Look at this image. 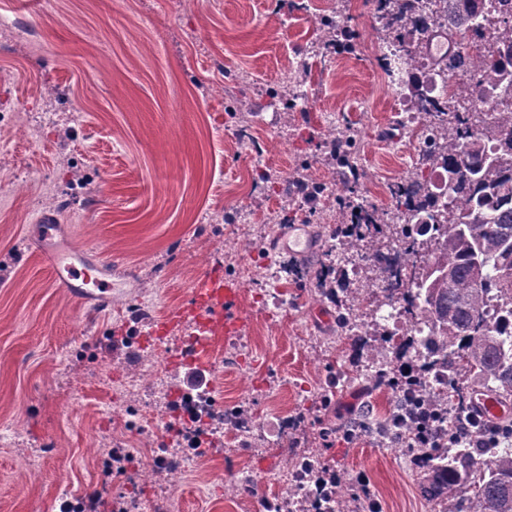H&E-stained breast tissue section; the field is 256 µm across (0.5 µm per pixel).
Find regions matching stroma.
Listing matches in <instances>:
<instances>
[{
	"instance_id": "35a3bbf8",
	"label": "stroma",
	"mask_w": 512,
	"mask_h": 512,
	"mask_svg": "<svg viewBox=\"0 0 512 512\" xmlns=\"http://www.w3.org/2000/svg\"><path fill=\"white\" fill-rule=\"evenodd\" d=\"M316 0H0V512H58L65 493L98 492L150 512H258L284 461L278 437L302 415L294 439L347 482L371 488L379 512H435L417 463L341 430L368 416L382 423L393 402L368 365L386 359L382 337L365 346L336 334V315L360 277L338 269L335 296L270 279L282 258L306 265L327 249L307 209L286 207L284 179L298 164L332 182L327 132L346 117L362 137L364 200L391 204L389 186L417 147L397 122L403 100L376 57L374 0H333L354 38L350 52L312 54ZM307 62L311 101L274 110L284 78ZM59 237L110 258L111 299L79 303L58 288L39 255L38 214ZM293 225L300 252L274 249ZM251 268L239 310L247 331L216 337L207 357L176 354L181 328L150 352L131 349L125 305L148 300L146 327L187 303L212 270ZM286 291L289 309L271 304ZM179 382L201 373L225 404L247 406L261 432L243 460L250 490L226 495L223 443L193 471L129 486L107 472L125 443L112 417L159 388L151 364Z\"/></svg>"
}]
</instances>
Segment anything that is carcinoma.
I'll return each instance as SVG.
<instances>
[{"mask_svg":"<svg viewBox=\"0 0 512 512\" xmlns=\"http://www.w3.org/2000/svg\"><path fill=\"white\" fill-rule=\"evenodd\" d=\"M432 13L455 30L454 51L443 59L446 76L462 73V86L512 85V18L482 15L481 0H432ZM421 0H376L375 19L383 39L412 59L428 54L435 24L422 17ZM322 47L340 45L350 32L329 22L319 24ZM493 44L498 57L481 59L482 47ZM303 78L291 75L283 82L280 97L287 108ZM405 97L424 111L433 135L427 149L399 181L391 184L393 208L379 210L356 204L363 171L356 163L359 133L349 123L330 138L327 164L338 178L336 203L342 213H354L349 227L329 232L334 241L317 263L296 265L280 262L298 280L324 285L335 266L357 242L382 233V225L395 217L414 224L428 204L426 172H448V188L462 201L451 213L428 215L435 234L426 242L430 258L421 267V243L403 231L401 245L413 255L404 295L417 315L433 325L429 342L430 363L459 359L462 386L447 399L477 392L495 396L501 403L512 399V308L499 317H487L483 307L494 294L512 305V103L503 102L497 112L473 107L460 112L451 104L430 109L423 104L426 85L411 78ZM293 190L312 205L328 191L323 183L299 174ZM485 262L484 279L475 284V264ZM422 492L440 505L439 512H512V445L494 449L466 438L460 448L438 461H424Z\"/></svg>","mask_w":512,"mask_h":512,"instance_id":"obj_1","label":"carcinoma"}]
</instances>
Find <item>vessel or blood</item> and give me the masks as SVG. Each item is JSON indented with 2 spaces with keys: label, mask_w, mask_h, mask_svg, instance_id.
<instances>
[{
  "label": "vessel or blood",
  "mask_w": 512,
  "mask_h": 512,
  "mask_svg": "<svg viewBox=\"0 0 512 512\" xmlns=\"http://www.w3.org/2000/svg\"><path fill=\"white\" fill-rule=\"evenodd\" d=\"M43 226L44 254L55 274V282L78 301L107 298L112 291L110 281L102 279V263L92 262L86 255L61 250L52 232V217L37 218ZM241 288L234 280L223 279L215 272L200 275L193 283L188 305L167 317L170 325H191L196 336L206 335L216 327H223L226 338L238 337L246 330L239 313Z\"/></svg>",
  "instance_id": "1"
}]
</instances>
